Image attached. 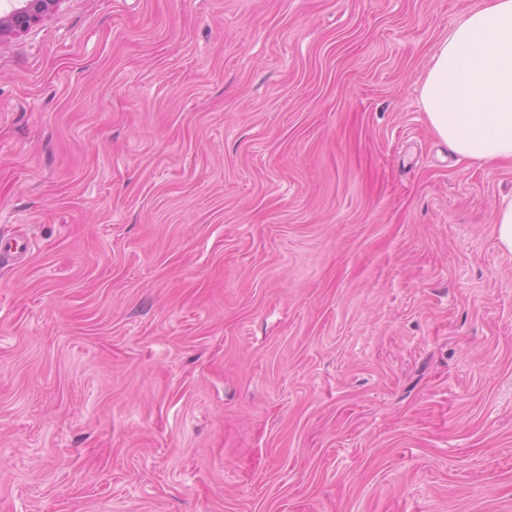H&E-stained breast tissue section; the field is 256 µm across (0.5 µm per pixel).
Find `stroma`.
<instances>
[{
	"label": "stroma",
	"instance_id": "35a3bbf8",
	"mask_svg": "<svg viewBox=\"0 0 512 512\" xmlns=\"http://www.w3.org/2000/svg\"><path fill=\"white\" fill-rule=\"evenodd\" d=\"M481 0H63L0 40V512H512V163L420 103ZM493 231L499 248L512 253V198L499 204Z\"/></svg>",
	"mask_w": 512,
	"mask_h": 512
}]
</instances>
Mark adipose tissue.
Returning <instances> with one entry per match:
<instances>
[{"label":"adipose tissue","mask_w":512,"mask_h":512,"mask_svg":"<svg viewBox=\"0 0 512 512\" xmlns=\"http://www.w3.org/2000/svg\"><path fill=\"white\" fill-rule=\"evenodd\" d=\"M420 102L460 158L512 160V0H487L434 49Z\"/></svg>","instance_id":"adipose-tissue-1"}]
</instances>
